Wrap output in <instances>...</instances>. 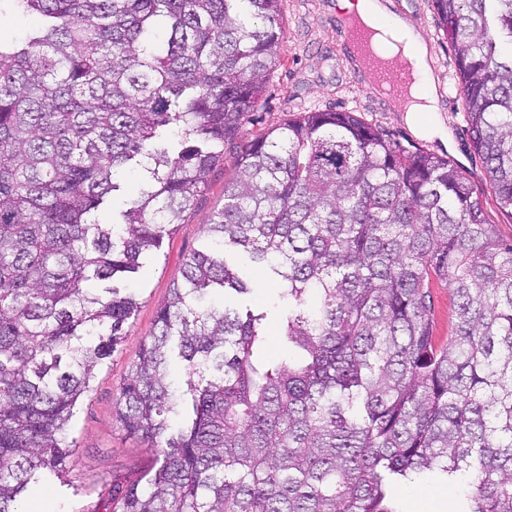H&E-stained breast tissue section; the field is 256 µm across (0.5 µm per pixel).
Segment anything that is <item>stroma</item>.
Returning <instances> with one entry per match:
<instances>
[{
	"instance_id": "obj_1",
	"label": "stroma",
	"mask_w": 512,
	"mask_h": 512,
	"mask_svg": "<svg viewBox=\"0 0 512 512\" xmlns=\"http://www.w3.org/2000/svg\"><path fill=\"white\" fill-rule=\"evenodd\" d=\"M337 0H282L285 39L257 107L244 120L235 140L225 143L222 159L208 175L207 187L183 224L148 256L134 285L138 307L111 355L95 369L89 392L73 409L70 446L62 473L48 475L23 502L24 512H107L112 487L128 484L156 464L158 451L148 440L123 428L117 399L129 367L155 329L156 310L173 283L181 281L185 255L204 241V226L224 205V183L232 178L241 145L289 116L310 110L355 113L406 145L448 159L482 197L485 215L496 234L512 240V217L496 203L485 165L471 143L459 94L454 50L439 29L433 0H383L388 11L422 32L436 86L439 115L447 139L416 133L389 98L366 90L354 66L350 45L339 24Z\"/></svg>"
}]
</instances>
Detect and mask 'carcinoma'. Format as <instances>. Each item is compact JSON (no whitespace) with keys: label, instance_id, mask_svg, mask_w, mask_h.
<instances>
[{"label":"carcinoma","instance_id":"1","mask_svg":"<svg viewBox=\"0 0 512 512\" xmlns=\"http://www.w3.org/2000/svg\"><path fill=\"white\" fill-rule=\"evenodd\" d=\"M433 3L512 218V0ZM19 15L38 23L0 35V512L69 447L137 305L121 284L194 209L284 40L280 0H0ZM131 166L138 195L99 221ZM204 235L118 399L160 464L111 512H395L393 487L431 478L461 485L456 512H512V240L462 173L301 112L240 148ZM254 271L275 309L245 301ZM431 290L433 336L436 343L443 344L448 340L453 317V297L448 286L433 285Z\"/></svg>","mask_w":512,"mask_h":512}]
</instances>
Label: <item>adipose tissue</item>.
<instances>
[{"instance_id":"obj_1","label":"adipose tissue","mask_w":512,"mask_h":512,"mask_svg":"<svg viewBox=\"0 0 512 512\" xmlns=\"http://www.w3.org/2000/svg\"><path fill=\"white\" fill-rule=\"evenodd\" d=\"M338 7L377 29L375 46L379 57L389 61L399 56L411 66L413 82L402 104L407 123L420 134L447 138L448 130L437 116L433 77L426 63L427 47L422 35L389 14L382 0H339Z\"/></svg>"}]
</instances>
